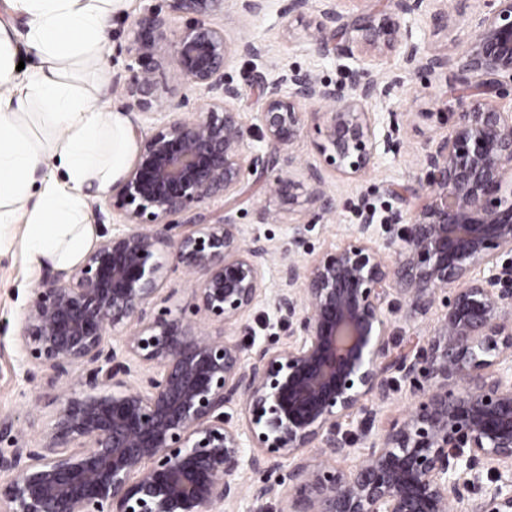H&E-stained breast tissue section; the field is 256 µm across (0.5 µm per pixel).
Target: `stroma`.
<instances>
[{
    "mask_svg": "<svg viewBox=\"0 0 512 512\" xmlns=\"http://www.w3.org/2000/svg\"><path fill=\"white\" fill-rule=\"evenodd\" d=\"M151 0H129L126 11L113 16L106 25L105 63L107 77L123 74L127 64V46L133 22L142 17ZM290 0H267L266 9L256 16L240 14L233 0H228L223 17L217 18L227 38H245L254 43L260 54L256 57H235L225 70L226 77L245 84L253 69H296L312 74L330 84H349L357 69L368 70L377 79L379 93L368 109L373 114L376 135L380 142L374 167L366 176L349 178L325 164L318 151L322 141L320 119L307 115L300 137L291 153L295 164L291 178L304 181L308 166L322 168L325 191L333 200L332 211H322L311 202L306 190H298L295 202L266 190L264 183L247 187L237 202L236 221L248 236H257L271 249L280 252L292 237L294 227L306 225L305 239L299 257L306 262L334 251L350 238L360 222L359 212L375 209L378 217L393 223L396 214L406 213L407 205L391 193L394 185L412 184L422 175L426 142L450 136L452 127L443 121L424 122L418 115L437 111L436 100L443 86L435 77L409 71L401 57L385 53L359 60L320 52L312 38L321 0H310L303 13L289 11ZM457 0H423L419 10L402 16L401 32L420 52L455 56L464 47L463 34L454 22L437 21V14L453 12ZM157 94L165 100L156 121H169L197 111L201 101L190 87L181 83L173 63H165L156 74ZM188 96L189 106H179L181 96ZM273 215L269 224L257 223L256 209ZM22 234L21 226L5 229L10 244L0 250V416L13 418L10 433L0 436V448H9L13 439L36 446L43 441V429L53 414L56 403L39 387L28 384L17 338L22 327V312L36 288L42 285V272L31 271L15 241ZM268 292L262 295L245 318L246 326L232 331L231 336L242 346L287 344L288 325L279 321L271 307L269 294L280 285V262L272 260L265 270ZM161 304L173 314L184 316L194 326L216 331L220 322L194 311L195 295L188 277L183 273L170 275L162 285ZM403 298H395L388 317V334L395 346H403L409 338L429 335L436 327L442 310L434 308L428 315L410 318Z\"/></svg>",
    "mask_w": 512,
    "mask_h": 512,
    "instance_id": "obj_1",
    "label": "stroma"
}]
</instances>
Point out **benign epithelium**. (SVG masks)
<instances>
[{
	"instance_id": "7a95c632",
	"label": "benign epithelium",
	"mask_w": 512,
	"mask_h": 512,
	"mask_svg": "<svg viewBox=\"0 0 512 512\" xmlns=\"http://www.w3.org/2000/svg\"><path fill=\"white\" fill-rule=\"evenodd\" d=\"M186 17L169 33L156 8L132 24L128 77L115 78L132 106L149 119L162 103L156 73L172 61L199 92L200 111L176 121L134 127L139 148L116 188L122 222L72 271L44 274L24 313L20 351L41 374L27 382L50 389L57 408L44 443L14 440L0 450V512H224L243 496L241 470L288 463V491L252 490V512L279 499L280 512H512V270L498 257L512 248V113L493 98L512 83V0H488L470 18L458 11L465 49L454 57L421 55L404 40L398 14L422 0H394L393 12L344 20L325 0L317 47L355 54L395 53L418 73L451 75L461 91L437 115L452 135L426 146L424 177L396 193L418 200L397 215L383 245L374 216L358 233L311 265L298 257L305 225L282 247L281 286L272 306L288 321L283 347L248 353L223 333L194 328L168 310L155 311L168 274L203 273L195 311L225 326L243 318L266 288L268 247L247 238L231 208L210 219L197 205L237 201L251 171L292 201L302 184L275 171L303 131L307 108L325 105L319 151L343 175L373 168L377 144L366 104L378 81L362 71L347 87L298 70H253L246 85L224 79L238 55L256 57L247 40L230 42L215 19L225 0H175ZM240 13L260 14L267 0H235ZM453 73H448V68ZM248 95L269 152L250 147ZM309 197L333 208L321 169L311 166ZM392 248L389 266L381 247ZM479 275H474V272ZM449 291L431 336L396 352L386 332L388 298L397 293L412 316L427 315ZM397 373L418 391L411 413L387 419L358 449L366 463L347 471L351 454L342 420L376 418ZM237 406L246 433L226 422ZM257 449L246 455L244 443ZM315 448L320 460L306 450ZM498 485L469 497L484 471Z\"/></svg>"
}]
</instances>
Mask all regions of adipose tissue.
<instances>
[{
	"label": "adipose tissue",
	"instance_id": "ef3b65f1",
	"mask_svg": "<svg viewBox=\"0 0 512 512\" xmlns=\"http://www.w3.org/2000/svg\"><path fill=\"white\" fill-rule=\"evenodd\" d=\"M24 34L0 22V226L24 227L22 249L32 270L75 267L93 229L86 202L127 172L137 149L129 116L102 110L98 92L108 17L127 0H7ZM38 63L17 69L16 36ZM43 109V133L27 124L32 105ZM58 161L59 177L36 183V172Z\"/></svg>",
	"mask_w": 512,
	"mask_h": 512
}]
</instances>
